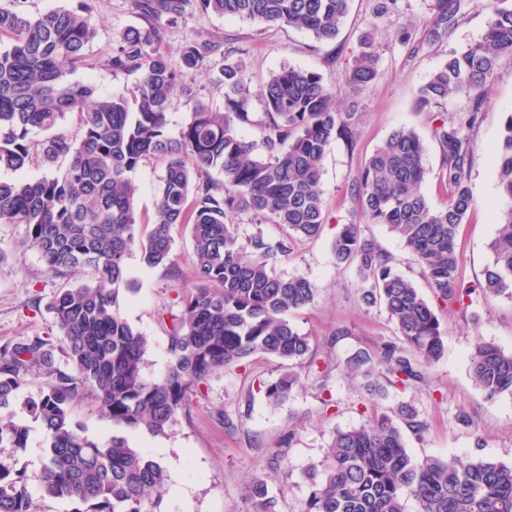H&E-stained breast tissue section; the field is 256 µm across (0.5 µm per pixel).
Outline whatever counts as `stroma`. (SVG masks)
Returning a JSON list of instances; mask_svg holds the SVG:
<instances>
[{"label": "stroma", "mask_w": 512, "mask_h": 512, "mask_svg": "<svg viewBox=\"0 0 512 512\" xmlns=\"http://www.w3.org/2000/svg\"><path fill=\"white\" fill-rule=\"evenodd\" d=\"M86 3L98 34L87 48L89 67L70 73L69 78L91 82L102 94L125 91L134 85L136 75L112 73L106 60L114 36L137 23L129 0H26L25 8L37 15ZM376 3L352 0L339 35L330 43L304 31L224 18L196 8L165 28L175 65L185 41L196 36L243 50L253 90L284 66L320 73L325 84L336 89L340 112L351 113L357 142L351 147L339 139L327 149L321 181L327 217L321 234L290 242L288 254L273 264L277 276L306 277L317 290L313 304L288 315L299 332L310 336L314 365H298L300 385L285 402L273 404L266 399L264 386L279 377L282 367L254 356L238 368L213 373L190 394L186 410L177 415L168 434L132 436L133 446L153 449L168 471L169 491L159 512H249V489L255 482L266 484L276 512H306L308 487L303 470L324 459L335 430L367 422L370 412L362 380L347 378L336 369L322 376L321 364L347 350H374L397 341L398 333L383 307L362 304L354 287V269L333 264L331 244L342 225L363 224L366 235L375 238L394 269L431 297L418 258L384 225L364 224L348 185L366 158L394 130L404 127L415 130L427 145L429 175L424 190L432 205L446 204L443 155L432 138L430 118L441 113L458 119L470 111L472 102L457 96L420 111L414 99L449 54L481 40L491 10L498 5L510 8L512 0H460L447 35L440 38L430 31L428 0H398L383 16L375 15ZM369 33L378 43L379 78L373 87L355 95L346 87L345 75ZM486 95L482 120L472 132L475 153L470 187L475 207L457 233L458 276L466 287L482 281L493 260L488 244L504 206L494 150L512 116V56L501 58ZM165 170L161 158L147 159L136 170L138 221L151 215ZM172 236L174 270L151 269L141 264L139 256H130L127 278L132 290L120 303L121 315L148 339L145 373L152 378L163 376L170 364L167 326L194 286L189 230L174 228ZM68 284L28 244L23 225L0 224V346L56 335L48 305ZM433 308L445 333L441 358L429 370L426 386L389 391L378 398V411L388 413L403 403L427 423L424 437L405 435L415 457L479 456L512 462V395L486 399L469 370L475 340L512 351V299L487 301L475 293L466 304L434 300ZM340 327L348 329V336L329 346V338ZM274 453L279 459L272 465L268 458ZM43 460L41 428L35 422L30 425L27 447H0L1 463L30 475L40 470Z\"/></svg>", "instance_id": "1"}]
</instances>
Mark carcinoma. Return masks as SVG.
<instances>
[{
	"label": "carcinoma",
	"mask_w": 512,
	"mask_h": 512,
	"mask_svg": "<svg viewBox=\"0 0 512 512\" xmlns=\"http://www.w3.org/2000/svg\"><path fill=\"white\" fill-rule=\"evenodd\" d=\"M142 21L114 39L107 59L117 74H137L128 92L100 95L93 84L72 82L67 73L88 68L86 49L97 35L82 11L58 8L31 16L20 0L0 5V167L23 168L31 135L44 161L61 163L39 179L0 180V223L22 224L28 243L61 276L90 273V281L58 291L48 309L58 336H35L0 347V446L24 448L29 426L17 418L16 395L30 377L46 378L36 399L20 409L38 422L45 459L31 477L0 463V512H38L30 491L35 481L44 498L79 504L73 512H157L168 491L162 463L127 434L165 435L190 393L215 371L262 354L281 363L300 362L309 336L286 318L315 300L317 289L302 276L272 271L281 243L272 250L256 235L239 243L229 215L248 212L288 227L291 235H320L325 207L320 183L327 147L336 139L356 146L351 123L336 105V91L312 70L283 67L256 92L245 79L240 50L224 52L221 68L224 110L196 100L183 83L186 70L209 62L219 45L192 39L172 65L163 23L185 18L197 4L203 12L309 32L320 42L336 40L350 0H129ZM435 37L448 33L460 0H429ZM512 54V8L492 10L482 41L450 56L419 90L420 108L466 93L473 106L455 123L438 115L433 135L443 153L448 203L434 208L422 190L428 175L427 147L412 129L400 128L365 160L349 183L368 224H382L421 262L436 298L462 302L458 284L457 231L475 202L468 184L474 155L469 131L479 122L485 88L501 55ZM379 76L374 38L346 74L347 88L360 92ZM192 103L191 116L176 137L168 114L176 94ZM258 98L263 112L251 111ZM68 114L79 132H55ZM257 128L260 141L239 127ZM153 156L167 159L150 227L137 223L139 188L133 174ZM497 188L507 207L489 243L492 264L480 288L484 298L512 299V117L497 148ZM189 228L196 288L171 316L167 348L171 365L156 379L144 374L147 338L120 314L131 291L127 260L139 252L149 268L173 269L172 230ZM338 267L353 266L360 299L380 303L398 341L375 351L355 350L338 361L369 391L403 390L427 382L428 370L444 350V331L432 304L410 279L396 274L390 258L364 234L346 224L331 246ZM65 358L56 364L55 352ZM472 378L489 399L512 395V352L478 341L469 355ZM293 371L266 385L279 404L297 387ZM112 424L101 447L71 422V408L86 394ZM422 435L427 424L406 405L364 425L336 430L320 466L306 472V512H406L412 496L420 512H512V463L473 457L414 458L402 427ZM253 512H275L265 486L253 483Z\"/></svg>",
	"instance_id": "1"
}]
</instances>
